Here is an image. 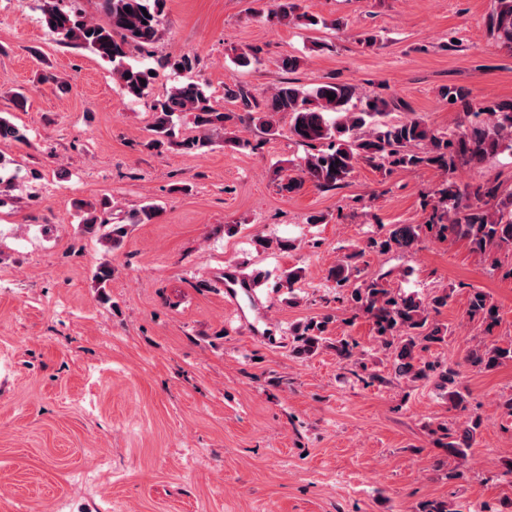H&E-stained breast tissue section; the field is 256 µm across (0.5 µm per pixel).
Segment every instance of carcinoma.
I'll return each mask as SVG.
<instances>
[{
	"label": "carcinoma",
	"instance_id": "cac0c4a2",
	"mask_svg": "<svg viewBox=\"0 0 512 512\" xmlns=\"http://www.w3.org/2000/svg\"><path fill=\"white\" fill-rule=\"evenodd\" d=\"M60 0H44V23L49 33L61 43L76 41L100 59L112 63L113 74L127 97H147L151 70L127 66V50L148 48L158 40L159 26L166 0H99L105 21L86 22L75 12L59 6ZM270 16L280 24L316 25L318 20L300 12L297 0H272ZM487 30L494 41L512 49V0H494L487 15ZM335 99H328V95ZM448 105L459 108L477 121L468 126L439 133L421 120L410 117L396 124L381 123L391 102L379 95L361 93L349 83L325 82L304 90L283 81L270 93L258 95L240 83L224 86V99L230 109H219L202 86L186 83L172 87L167 94L150 103L153 123L150 146L167 144L187 150H201L212 145L210 133L222 132L224 144L232 147L249 145L228 122L233 113L244 112L259 129L268 134L274 129V117L286 115L289 133L299 143L312 149L300 166L301 179L279 183L283 191L292 192L306 178L320 189H335L346 182L357 165L365 164L391 173L397 168L436 167L444 172L442 180L425 200L430 213L423 224H389L383 237L368 239L366 249L381 251L407 250L417 245L424 230H436L443 238L465 239L479 254L489 257L504 248H512V193L502 195L497 182L460 185L452 174L461 165L480 163L505 150L512 151V101L473 103L471 93L462 86L441 89ZM188 112L199 134L178 139L173 116ZM0 138L26 140V134L0 116ZM159 208L149 203L131 216L133 224H147L158 215ZM87 233L101 232L100 239L117 246L127 234L126 225L108 224L90 208L82 219ZM336 283L353 282L350 300L355 310L373 323L376 339L388 351L396 375L413 382L435 376V388L448 402V408L467 409L468 393L457 382L452 368L436 370L424 361L418 349L446 341L448 328L437 323L433 315L448 305V292L422 300L414 295L396 296L385 287V275L364 277L361 269L340 262L330 272ZM495 304L489 294L477 289L469 301V320L492 331L496 323ZM328 321H310L295 330L294 352L310 356L322 345ZM466 361L473 367L493 370L512 362V342L482 341L471 349ZM481 419L469 415L454 427H445L438 438L448 456L463 460L480 434Z\"/></svg>",
	"mask_w": 512,
	"mask_h": 512
}]
</instances>
